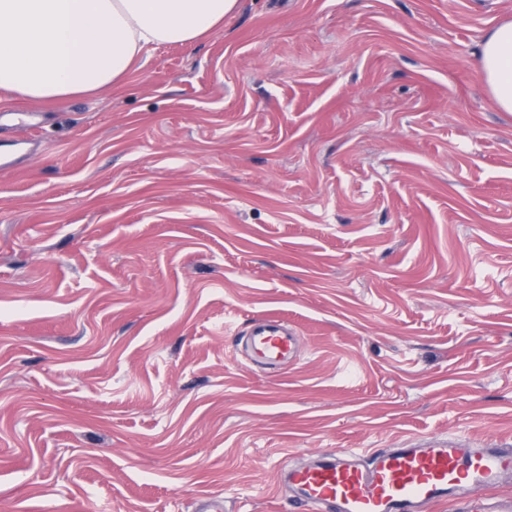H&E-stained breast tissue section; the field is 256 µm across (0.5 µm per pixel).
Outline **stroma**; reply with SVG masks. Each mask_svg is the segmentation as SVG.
Masks as SVG:
<instances>
[{
    "label": "stroma",
    "mask_w": 512,
    "mask_h": 512,
    "mask_svg": "<svg viewBox=\"0 0 512 512\" xmlns=\"http://www.w3.org/2000/svg\"><path fill=\"white\" fill-rule=\"evenodd\" d=\"M512 0H238L105 91L0 90V512H293L303 452L512 440ZM284 317L275 372L234 338ZM481 73L497 106L512 112V22L493 27L480 53Z\"/></svg>",
    "instance_id": "obj_1"
}]
</instances>
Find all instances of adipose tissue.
Segmentation results:
<instances>
[{"label": "adipose tissue", "instance_id": "adipose-tissue-1", "mask_svg": "<svg viewBox=\"0 0 512 512\" xmlns=\"http://www.w3.org/2000/svg\"><path fill=\"white\" fill-rule=\"evenodd\" d=\"M237 0H0V90L55 101L124 79L153 45L191 44L223 26ZM481 73L512 112V22L493 27Z\"/></svg>", "mask_w": 512, "mask_h": 512}]
</instances>
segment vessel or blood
<instances>
[{"mask_svg":"<svg viewBox=\"0 0 512 512\" xmlns=\"http://www.w3.org/2000/svg\"><path fill=\"white\" fill-rule=\"evenodd\" d=\"M243 340L251 361H295L287 320L255 318ZM295 512H512V445L452 437L390 448H343L289 461L280 470Z\"/></svg>","mask_w":512,"mask_h":512,"instance_id":"1","label":"vessel or blood"}]
</instances>
